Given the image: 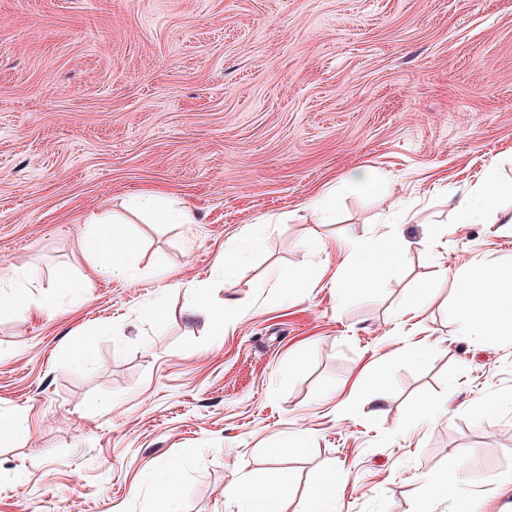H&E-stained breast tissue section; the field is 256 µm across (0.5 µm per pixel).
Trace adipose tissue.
<instances>
[{
    "instance_id": "obj_1",
    "label": "adipose tissue",
    "mask_w": 512,
    "mask_h": 512,
    "mask_svg": "<svg viewBox=\"0 0 512 512\" xmlns=\"http://www.w3.org/2000/svg\"><path fill=\"white\" fill-rule=\"evenodd\" d=\"M501 212V194L494 172H487L481 186L460 210L464 221L475 217H495ZM412 242L401 233L380 239H351L341 247V270L351 285L373 290L394 276L401 253L411 248ZM83 255L97 266L105 268L112 276L125 278L131 275L132 266L127 249L117 247L115 238L99 221H92L86 238ZM466 282L458 294L459 332L469 336H491L512 332V272L503 271L489 264L468 263L456 272ZM283 493L274 481L254 483L238 480L224 490L226 500L249 504V512H276L275 499Z\"/></svg>"
}]
</instances>
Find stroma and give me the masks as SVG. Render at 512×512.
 Returning a JSON list of instances; mask_svg holds the SVG:
<instances>
[{
	"mask_svg": "<svg viewBox=\"0 0 512 512\" xmlns=\"http://www.w3.org/2000/svg\"><path fill=\"white\" fill-rule=\"evenodd\" d=\"M491 168L512 213V0H0V295L30 307L0 320V410L22 428L0 512H152L172 466L181 512H238L225 487L274 475L298 512L340 471L341 512H512V335H459L463 283L440 277L512 268V223L458 220ZM153 191L195 223L128 215ZM112 214L124 280L82 258ZM395 230L413 246L377 293L342 290L338 252L313 247ZM199 286L243 311L223 335L187 311ZM260 243L258 234L243 237L242 241L224 248V258L220 261V268L224 282L234 280L240 271L241 265Z\"/></svg>",
	"mask_w": 512,
	"mask_h": 512,
	"instance_id": "35a3bbf8",
	"label": "stroma"
}]
</instances>
